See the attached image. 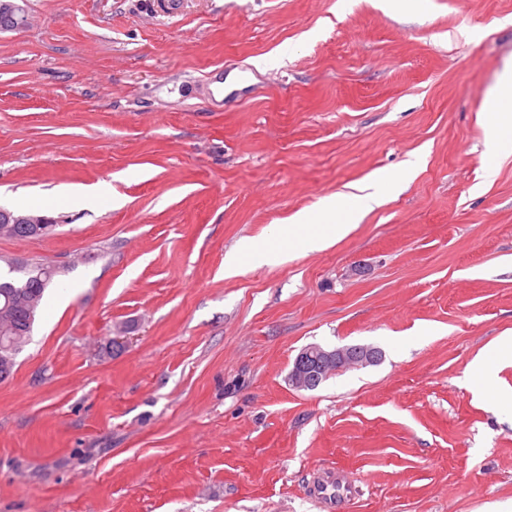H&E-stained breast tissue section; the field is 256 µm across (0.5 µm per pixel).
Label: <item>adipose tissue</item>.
Here are the masks:
<instances>
[{"mask_svg": "<svg viewBox=\"0 0 512 512\" xmlns=\"http://www.w3.org/2000/svg\"><path fill=\"white\" fill-rule=\"evenodd\" d=\"M368 186V194L361 195L354 191L348 195L327 197L320 201L316 209L295 213L289 220V238L300 242L303 250L314 252L325 249L336 239L345 237L352 230L351 224L335 223L334 217L344 208L347 200H354L357 204L352 214L353 222H357L383 199L384 186L380 179H370Z\"/></svg>", "mask_w": 512, "mask_h": 512, "instance_id": "ef3b65f1", "label": "adipose tissue"}]
</instances>
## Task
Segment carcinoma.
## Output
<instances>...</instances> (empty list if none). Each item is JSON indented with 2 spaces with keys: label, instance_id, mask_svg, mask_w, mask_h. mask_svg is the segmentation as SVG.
Wrapping results in <instances>:
<instances>
[{
  "label": "carcinoma",
  "instance_id": "obj_1",
  "mask_svg": "<svg viewBox=\"0 0 512 512\" xmlns=\"http://www.w3.org/2000/svg\"><path fill=\"white\" fill-rule=\"evenodd\" d=\"M34 224L8 223L0 216V237L27 239L53 233ZM57 271L47 262L8 261L0 269V363L16 365V357L30 341L46 289Z\"/></svg>",
  "mask_w": 512,
  "mask_h": 512
}]
</instances>
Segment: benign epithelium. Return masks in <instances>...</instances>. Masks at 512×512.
Wrapping results in <instances>:
<instances>
[{
	"mask_svg": "<svg viewBox=\"0 0 512 512\" xmlns=\"http://www.w3.org/2000/svg\"><path fill=\"white\" fill-rule=\"evenodd\" d=\"M26 2L27 0H0V15L12 21L10 29L16 30L26 25ZM377 361V349L370 345L330 349L313 344L298 354L289 377L298 389L310 390L316 387L323 376L348 367H367Z\"/></svg>",
	"mask_w": 512,
	"mask_h": 512,
	"instance_id": "obj_1",
	"label": "benign epithelium"
}]
</instances>
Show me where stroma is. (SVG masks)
Listing matches in <instances>:
<instances>
[{
    "label": "stroma",
    "mask_w": 512,
    "mask_h": 512,
    "mask_svg": "<svg viewBox=\"0 0 512 512\" xmlns=\"http://www.w3.org/2000/svg\"><path fill=\"white\" fill-rule=\"evenodd\" d=\"M182 2L28 0L0 31V206L60 219L0 238L57 270L0 381V512H318L319 467L354 478L342 512H512V363L472 369L512 334V129L493 149L484 112L512 0ZM375 175L406 185L289 240ZM245 239L284 257L225 275ZM311 344L384 356L299 391ZM352 188L354 192L323 198L314 210L295 213L289 219L288 237L301 242L303 250L314 252L325 249L336 239L348 235L356 224H331L336 213L345 207L347 201L354 200L357 207L352 214L351 222H359L367 211L381 203L384 195V186L378 178L370 179L364 188L359 185ZM366 189H373V192L359 195V192ZM313 225H319L317 231H314Z\"/></svg>",
    "instance_id": "obj_1"
}]
</instances>
